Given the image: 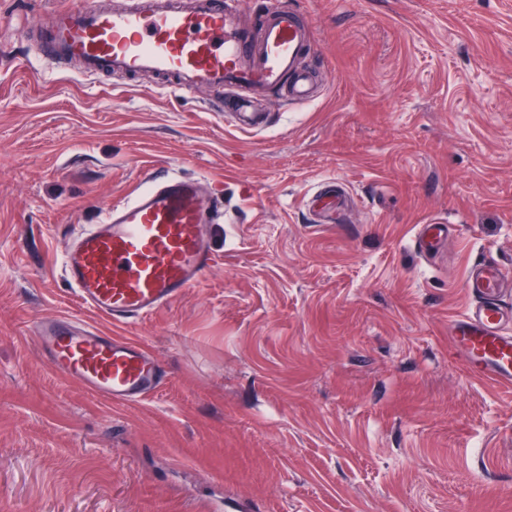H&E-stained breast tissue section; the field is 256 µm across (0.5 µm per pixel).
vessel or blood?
<instances>
[{
	"label": "vessel or blood",
	"instance_id": "vessel-or-blood-1",
	"mask_svg": "<svg viewBox=\"0 0 512 512\" xmlns=\"http://www.w3.org/2000/svg\"><path fill=\"white\" fill-rule=\"evenodd\" d=\"M313 45L308 19L289 0H268L253 15L245 0H131L113 7L78 0L45 18L36 50L51 63L78 61L87 76L151 73L175 89L212 92L239 124L257 127L265 121L252 105L259 93L279 91L294 104L313 100L315 77L302 65ZM223 217V200L198 178L152 176L65 248L64 278L85 308L112 323L148 315L213 267L210 227ZM449 230L439 221L425 225L421 250L431 251ZM505 282L495 264L470 265L471 302L451 321L449 336L469 377L511 387ZM36 340L54 372L108 406L139 402L162 384L160 362L143 346L73 318L40 320Z\"/></svg>",
	"mask_w": 512,
	"mask_h": 512
}]
</instances>
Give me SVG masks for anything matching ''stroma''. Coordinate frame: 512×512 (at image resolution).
Wrapping results in <instances>:
<instances>
[{
  "label": "stroma",
  "mask_w": 512,
  "mask_h": 512,
  "mask_svg": "<svg viewBox=\"0 0 512 512\" xmlns=\"http://www.w3.org/2000/svg\"><path fill=\"white\" fill-rule=\"evenodd\" d=\"M73 2L0 0V512H512V388L448 341L467 268L512 276V0H291L321 95H270L258 131L206 91L27 56ZM154 167L223 189L215 265L116 326L61 254ZM326 180L336 224L309 214ZM56 315L145 345L161 389L113 408L59 377L32 334ZM450 226L439 221H430L419 233V246L425 253L431 251L444 236L448 234Z\"/></svg>",
  "instance_id": "1"
}]
</instances>
